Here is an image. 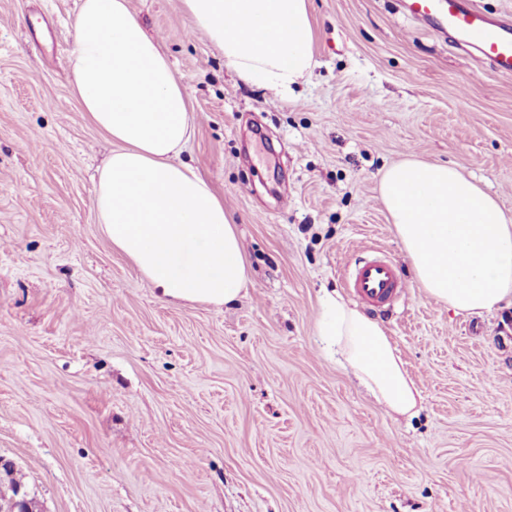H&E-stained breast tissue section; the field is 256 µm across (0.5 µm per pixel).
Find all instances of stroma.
Wrapping results in <instances>:
<instances>
[{"mask_svg":"<svg viewBox=\"0 0 512 512\" xmlns=\"http://www.w3.org/2000/svg\"><path fill=\"white\" fill-rule=\"evenodd\" d=\"M78 6L0 0V491L19 480L37 512H512V305L426 296L378 191L412 157L512 213V76L400 0H309L316 65L282 98L183 0H128L195 115L180 159L250 271L233 304H173L96 221L111 146L72 94ZM375 254L408 284L373 317L420 393L411 417L316 331L324 293L357 306L345 278Z\"/></svg>","mask_w":512,"mask_h":512,"instance_id":"1","label":"stroma"}]
</instances>
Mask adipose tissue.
<instances>
[{"label": "adipose tissue", "mask_w": 512, "mask_h": 512, "mask_svg": "<svg viewBox=\"0 0 512 512\" xmlns=\"http://www.w3.org/2000/svg\"><path fill=\"white\" fill-rule=\"evenodd\" d=\"M237 76L291 92L314 66L307 0H184ZM72 89L112 150L95 207L113 248L166 301L221 307L249 281L241 238L205 180L178 157L194 133L187 94L127 0H81ZM389 221L425 294L480 314L512 300V216L448 164L406 160L380 179ZM320 336L388 411L414 415L420 393L382 325L325 294Z\"/></svg>", "instance_id": "adipose-tissue-1"}]
</instances>
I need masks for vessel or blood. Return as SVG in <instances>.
<instances>
[{"instance_id":"b4317fda","label":"vessel or blood","mask_w":512,"mask_h":512,"mask_svg":"<svg viewBox=\"0 0 512 512\" xmlns=\"http://www.w3.org/2000/svg\"><path fill=\"white\" fill-rule=\"evenodd\" d=\"M410 18L448 35L463 51H475L499 74H512V18H488L473 0H404ZM348 286L368 306L391 310L407 286L399 266L376 256L351 271Z\"/></svg>"}]
</instances>
